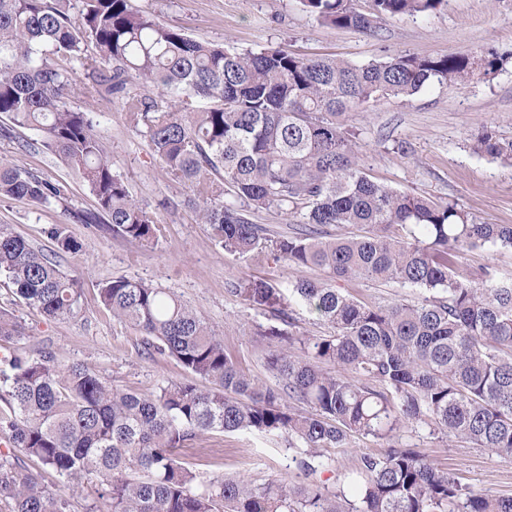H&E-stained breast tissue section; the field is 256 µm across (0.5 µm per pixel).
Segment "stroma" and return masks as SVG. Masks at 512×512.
Returning <instances> with one entry per match:
<instances>
[{
	"label": "stroma",
	"mask_w": 512,
	"mask_h": 512,
	"mask_svg": "<svg viewBox=\"0 0 512 512\" xmlns=\"http://www.w3.org/2000/svg\"><path fill=\"white\" fill-rule=\"evenodd\" d=\"M158 21L182 28L196 39L229 48L260 50L281 46L303 57L330 56L355 64L384 61L405 54L437 57L453 52L508 54L503 68L487 79L462 88L434 83L409 98H388L364 110L347 113L343 122L359 135L362 167L374 182L434 201H456L462 208L495 224H512V165L473 153L468 140L491 126L512 141V0H441L424 15L382 21L363 34L320 24L299 0H131ZM60 70L72 77L69 104L91 112L114 170L134 198L164 224V233L147 246L115 235L110 225L84 224L96 202L83 179L41 144L33 130L2 137L11 122L0 114V158L65 186L62 198L44 205L24 199L0 200V224H9L38 250L53 246L48 235L62 225L79 237V255L57 254L63 271L79 275L82 297L77 317L50 321L20 302L0 277V307L22 322L21 336L0 342L7 353L47 351L62 362L84 363L112 385L150 394L167 381L184 380L180 366L157 353H144L142 338L113 318L100 302L103 283L116 278L142 279L175 293L203 315L224 340L237 365L259 384L277 387L267 367L269 340L264 332L280 325L272 310L255 309L231 294L233 285L260 276L288 289L297 275L321 280L317 268L296 273L270 252L241 257L224 251L208 225L185 208L184 186L159 171L146 139L122 121L115 97L88 98L93 79L63 56ZM461 274L490 272L512 281V250L481 247L461 255ZM344 292L360 302L385 305L397 299L418 300L420 293L394 282L353 280ZM395 446L424 453L439 469L477 492L512 495V458H500L469 442H451L415 429L394 438ZM387 443L354 436L345 448L327 452V466L313 478L333 483L337 472L353 468L362 454H377ZM300 448L286 437L239 431L208 433L189 442L182 457L196 475V487L226 474L254 484L270 479L303 480L295 462Z\"/></svg>",
	"instance_id": "35a3bbf8"
}]
</instances>
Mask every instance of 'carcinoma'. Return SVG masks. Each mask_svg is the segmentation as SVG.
<instances>
[{
    "instance_id": "cac0c4a2",
    "label": "carcinoma",
    "mask_w": 512,
    "mask_h": 512,
    "mask_svg": "<svg viewBox=\"0 0 512 512\" xmlns=\"http://www.w3.org/2000/svg\"><path fill=\"white\" fill-rule=\"evenodd\" d=\"M441 0H301L317 21L370 32L387 17L425 14ZM65 56L95 76L85 94L118 99L124 124L144 135L170 180L189 190L186 204L224 250H271L321 281L298 278L288 292L260 277L231 292L258 309L296 300L329 325L326 336L283 327L265 330L267 363L278 387L260 385L224 349L195 309L144 280L118 278L100 288L102 305L145 336V348L174 359L191 378L151 395L123 391L81 363L49 353L0 357V439L67 483L102 487L103 512H512V496L475 493L413 448L364 454L330 487L315 481L236 476L201 490L179 449L213 432L249 431L303 445L308 476L329 448L355 435L393 440L428 427L512 458V281L458 274V254L475 247L512 249V224H494L455 202H436L370 180L355 133L341 117L389 97H411L437 81L462 87L498 71L496 52L411 54L363 65L334 57L302 58L281 47L231 50L135 12L129 0H0V114L40 132L46 149L79 173L112 231L140 245L162 221L136 201L113 169L90 113L67 104L70 81L54 64ZM138 79L147 91L135 88ZM481 156L512 163V141L485 126L471 138ZM63 185L0 162V198L35 205ZM272 212L291 235L268 236L255 214ZM330 226L364 233L334 237ZM57 252L81 241L49 231ZM0 275L15 296L48 320L79 312V280L55 257L0 225ZM391 280L423 292L417 302L366 305L338 280ZM0 308V341L21 334ZM336 370L330 371L326 366ZM203 385H198V382ZM291 399L311 408L300 412ZM10 512H67L68 501L25 476L0 453V498Z\"/></svg>"
}]
</instances>
